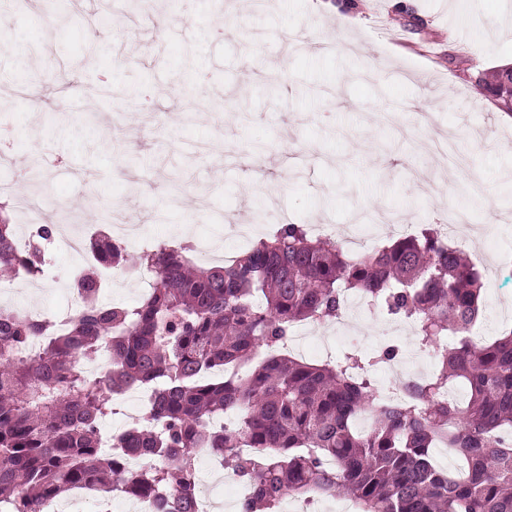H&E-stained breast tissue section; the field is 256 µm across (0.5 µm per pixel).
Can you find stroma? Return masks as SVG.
Masks as SVG:
<instances>
[{
	"label": "stroma",
	"mask_w": 512,
	"mask_h": 512,
	"mask_svg": "<svg viewBox=\"0 0 512 512\" xmlns=\"http://www.w3.org/2000/svg\"><path fill=\"white\" fill-rule=\"evenodd\" d=\"M98 0H76L60 31L37 25L52 0H30L0 47V95L15 88L17 49L36 42L26 84L43 86L39 111L18 101L0 118V170L31 190V158L49 173L34 221L75 213L96 226L120 209L157 242L221 238L233 253L280 224L355 225L372 243L394 235L377 223L434 224L467 211L453 241L482 258L487 279L482 335L512 328V114L478 78L512 64V0H416L408 11L367 0L344 27L319 0H168L152 18L96 23ZM93 42V66L82 63ZM230 95L246 110L216 115L206 103ZM193 117H185L187 102ZM160 113L151 132L141 110ZM450 139L469 177L437 155ZM261 155H254L255 145ZM87 171L95 188L80 184ZM210 218L191 222L200 191ZM42 275L12 280L15 308L52 317L66 304L70 258L49 253ZM398 320L365 308L309 325L305 360L335 358L387 342Z\"/></svg>",
	"instance_id": "1"
}]
</instances>
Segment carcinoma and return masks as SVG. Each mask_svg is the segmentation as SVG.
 Listing matches in <instances>:
<instances>
[{
    "label": "carcinoma",
    "mask_w": 512,
    "mask_h": 512,
    "mask_svg": "<svg viewBox=\"0 0 512 512\" xmlns=\"http://www.w3.org/2000/svg\"><path fill=\"white\" fill-rule=\"evenodd\" d=\"M487 87L512 112V69ZM56 231L39 225L23 256L1 205L0 270L40 275ZM90 250L104 265L127 260L108 235ZM190 251L141 252L155 279L135 305L102 301L87 270L74 283L82 311L64 327L0 310V512H41L75 484L100 493V512L117 495L195 512L203 448L245 480L242 512H279L287 495L345 497L357 512H512V330L490 343L466 335L484 315V282L436 228L357 256L302 224L222 266H197ZM347 293L412 323L431 349L433 372L408 380L405 400L385 402L373 384L394 346L320 365L279 351L297 324L339 318ZM105 345L106 367L87 369ZM134 387L149 404L114 453L100 424L115 414L112 395ZM439 446L457 468L437 466ZM127 458L138 465L124 469Z\"/></svg>",
    "instance_id": "carcinoma-1"
}]
</instances>
